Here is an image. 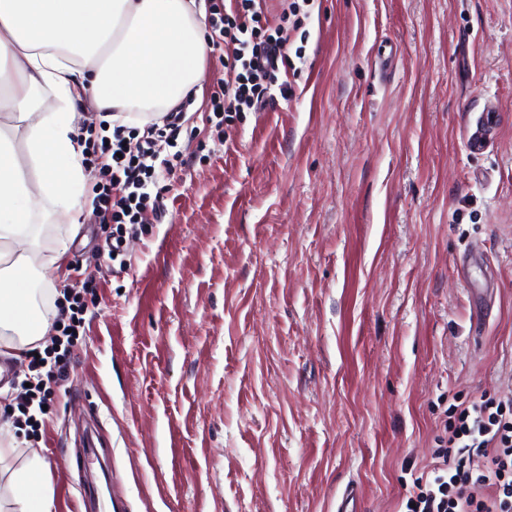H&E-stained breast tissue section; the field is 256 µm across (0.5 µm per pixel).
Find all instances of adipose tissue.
Returning <instances> with one entry per match:
<instances>
[{"instance_id":"1","label":"adipose tissue","mask_w":512,"mask_h":512,"mask_svg":"<svg viewBox=\"0 0 512 512\" xmlns=\"http://www.w3.org/2000/svg\"><path fill=\"white\" fill-rule=\"evenodd\" d=\"M195 0H0V346L23 354L50 322L31 288L40 268L65 276V248L44 253L29 232L38 211L77 224L86 177L78 109L128 124L169 111L203 79L210 50ZM26 161H19L14 132ZM0 512H51L38 452L9 478Z\"/></svg>"}]
</instances>
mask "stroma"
<instances>
[{"label":"stroma","mask_w":512,"mask_h":512,"mask_svg":"<svg viewBox=\"0 0 512 512\" xmlns=\"http://www.w3.org/2000/svg\"><path fill=\"white\" fill-rule=\"evenodd\" d=\"M289 98L206 122L162 178L161 223L98 268L69 376L38 434L55 512L76 461L111 512H397L448 408L512 394V0H316ZM500 114L472 152L465 125ZM45 224L89 265L108 232Z\"/></svg>","instance_id":"35a3bbf8"}]
</instances>
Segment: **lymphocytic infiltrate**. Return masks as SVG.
I'll list each match as a JSON object with an SVG mask.
<instances>
[{"label": "lymphocytic infiltrate", "mask_w": 512, "mask_h": 512, "mask_svg": "<svg viewBox=\"0 0 512 512\" xmlns=\"http://www.w3.org/2000/svg\"><path fill=\"white\" fill-rule=\"evenodd\" d=\"M288 10L290 24L272 27L264 20L262 0H229L225 9L212 0L208 41L226 73L223 84L209 93L215 119L259 111L276 95L288 97L277 74L288 65L290 33L300 28L303 7L290 0ZM186 121L178 106L144 128L117 124L111 135L85 138L82 163L98 165L100 175L92 187V213L112 227L111 243L99 261L110 266L124 259L127 238L142 225L160 223L159 181L185 163L174 147ZM96 289L88 276L55 301L56 333L28 362L15 425L41 427L44 407L66 379L72 351L84 336V315ZM454 412L448 440L436 451L433 467L413 479L404 512H512V398L485 393Z\"/></svg>", "instance_id": "obj_1"}]
</instances>
